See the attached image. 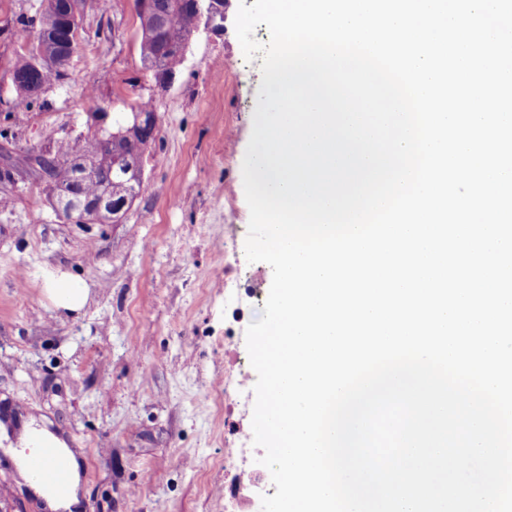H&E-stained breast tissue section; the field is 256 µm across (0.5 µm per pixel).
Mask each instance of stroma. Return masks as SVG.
Segmentation results:
<instances>
[{
	"label": "stroma",
	"mask_w": 512,
	"mask_h": 512,
	"mask_svg": "<svg viewBox=\"0 0 512 512\" xmlns=\"http://www.w3.org/2000/svg\"><path fill=\"white\" fill-rule=\"evenodd\" d=\"M252 2L230 0L223 32L200 31L164 85L142 68L134 0H109L85 12L66 82L24 105L9 71L21 24L38 22L43 0H0V131L17 168L27 148L86 132L102 103L114 112L150 103L161 124L146 189L122 223L66 221L29 175L0 207V398L82 458L89 512H260L276 492L253 443L257 374L246 346L273 277L245 254L242 165L262 60L245 58L235 18ZM43 271L85 283L87 306L57 310ZM233 271L257 293L225 283ZM235 358L241 384L228 399L224 369Z\"/></svg>",
	"instance_id": "35a3bbf8"
}]
</instances>
